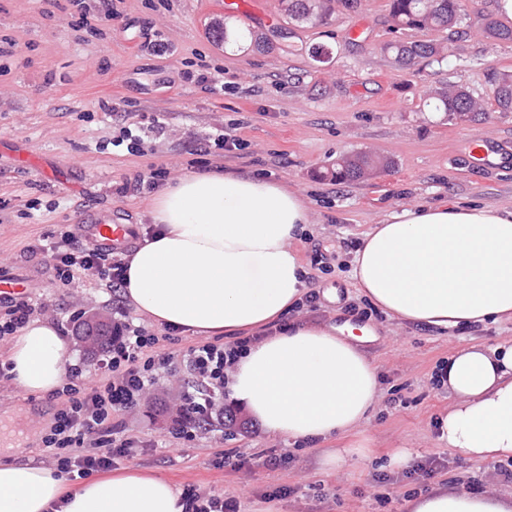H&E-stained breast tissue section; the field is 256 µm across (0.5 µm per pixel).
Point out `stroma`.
I'll return each instance as SVG.
<instances>
[{
  "label": "stroma",
  "instance_id": "obj_1",
  "mask_svg": "<svg viewBox=\"0 0 512 512\" xmlns=\"http://www.w3.org/2000/svg\"><path fill=\"white\" fill-rule=\"evenodd\" d=\"M265 2L271 22L233 19L269 40L263 52L217 38L224 24L218 0H114L111 20L91 29L78 24L71 0H0V41L9 43L0 55V279H19L33 301L49 303L44 317L64 333L69 365L94 376L100 357L85 352L72 318L112 312L110 289L82 270L57 287L36 247L96 212L118 213L145 235L158 189L139 176L151 168L164 171L169 184L215 168L284 182L310 211V232L296 249L320 293L314 307L291 310L285 320L374 326L364 350L381 378L376 409L350 435L295 445L236 408L231 421L171 451L170 410L195 381L183 368L116 414L137 441L116 472L155 474L180 493L216 491L235 498L239 512H405L407 500L439 486L511 493L497 463L455 456L438 442L435 421L449 399L432 375L460 346L511 341L512 320L448 331L401 323L368 311L351 271L364 233L404 207L448 201L512 209V112L500 111L491 86L493 75L512 73V42L483 30L485 17L509 28L512 18L497 13L496 0H466L458 34H429L446 46V58L418 74L380 51L391 37L390 0H359L354 11L317 25L289 19L283 0ZM353 23L366 24L362 38L344 35ZM149 40L161 42L163 54L148 50ZM203 64L219 72L222 88L184 79ZM451 85L482 101L475 121L428 107L431 93ZM230 122L247 144L243 156L214 146ZM475 133L489 138L482 160L467 152ZM358 150L393 165L355 182L322 178L339 155ZM57 407L53 395L24 392L0 377V462L53 466L15 411L25 409L43 427ZM357 446L367 453L360 469L321 468L326 450ZM403 448L411 467L388 468ZM270 451L288 457L274 471L262 465ZM427 462L430 475L412 473ZM278 488L286 496L272 498Z\"/></svg>",
  "mask_w": 512,
  "mask_h": 512
}]
</instances>
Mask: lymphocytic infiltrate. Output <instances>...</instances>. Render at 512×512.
Wrapping results in <instances>:
<instances>
[{
	"label": "lymphocytic infiltrate",
	"instance_id": "lymphocytic-infiltrate-1",
	"mask_svg": "<svg viewBox=\"0 0 512 512\" xmlns=\"http://www.w3.org/2000/svg\"><path fill=\"white\" fill-rule=\"evenodd\" d=\"M39 250L53 264L62 284H70L75 272L83 270L107 275L110 288L122 285L126 262L121 252L87 246L73 227L60 231ZM112 332L101 374L92 380L73 375L57 390L61 406L41 438L43 447L56 456L59 471L70 476L81 478L93 471L111 470L127 456L135 441L120 436L112 416L144 399L172 365L171 355L152 354L158 338L147 328H134L116 318ZM251 342V337L243 336L227 344L199 342L189 348L186 362L199 385L182 397L171 424L174 438H188L191 430L212 422L224 395V371ZM91 434L97 437L93 453L84 448L85 438Z\"/></svg>",
	"mask_w": 512,
	"mask_h": 512
}]
</instances>
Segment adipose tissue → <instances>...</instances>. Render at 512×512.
<instances>
[{"mask_svg":"<svg viewBox=\"0 0 512 512\" xmlns=\"http://www.w3.org/2000/svg\"><path fill=\"white\" fill-rule=\"evenodd\" d=\"M156 227L127 261L124 296L158 327L198 336L252 334L228 370L224 394L269 434L326 441L365 422L381 394L362 350L373 330L278 321L305 295L294 243L310 213L301 194L260 177L185 175L154 198ZM354 287L390 318L443 330L512 318V210L413 205L374 225L352 265ZM68 345L30 320L8 360L23 391L47 394L68 375ZM451 402L438 440L478 461L512 457V343L467 345L449 356ZM407 512H512V494L439 488ZM0 512H183L162 477L129 470L66 486L54 470L0 464Z\"/></svg>","mask_w":512,"mask_h":512,"instance_id":"obj_1","label":"adipose tissue"}]
</instances>
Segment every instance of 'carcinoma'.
<instances>
[{
	"label": "carcinoma",
	"instance_id": "1",
	"mask_svg": "<svg viewBox=\"0 0 512 512\" xmlns=\"http://www.w3.org/2000/svg\"><path fill=\"white\" fill-rule=\"evenodd\" d=\"M358 0H286L285 11L296 22L321 24L326 21L333 8L352 11ZM390 14L393 20L394 38L380 46L381 53L391 57L403 68H414L422 72L420 62L443 59V48L428 39L407 41L399 33L412 30L426 33L432 30H447L456 26L465 14L461 0H391ZM484 32L491 38L512 41V30L503 29L496 20L485 18ZM495 101L503 112L512 111V74L502 73L494 77ZM432 111L444 112L451 119L470 120L484 111L472 94L461 86L440 91L430 103ZM391 167V161L365 151L353 152L336 159V167L324 173L338 182L362 179L377 171Z\"/></svg>",
	"mask_w": 512,
	"mask_h": 512
}]
</instances>
